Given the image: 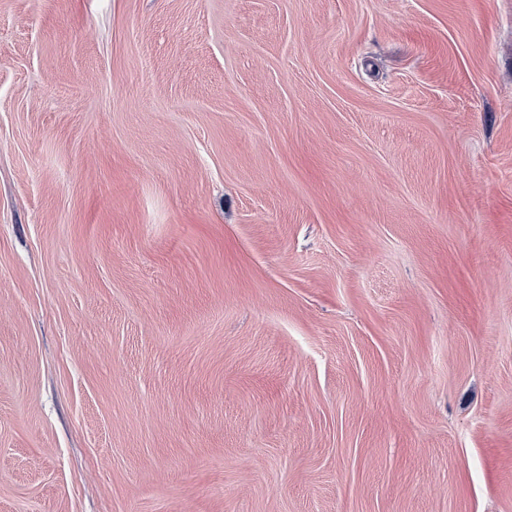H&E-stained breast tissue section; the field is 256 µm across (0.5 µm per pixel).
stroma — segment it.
Here are the masks:
<instances>
[{
  "label": "stroma",
  "mask_w": 512,
  "mask_h": 512,
  "mask_svg": "<svg viewBox=\"0 0 512 512\" xmlns=\"http://www.w3.org/2000/svg\"><path fill=\"white\" fill-rule=\"evenodd\" d=\"M0 512H512V0H0Z\"/></svg>",
  "instance_id": "stroma-1"
}]
</instances>
